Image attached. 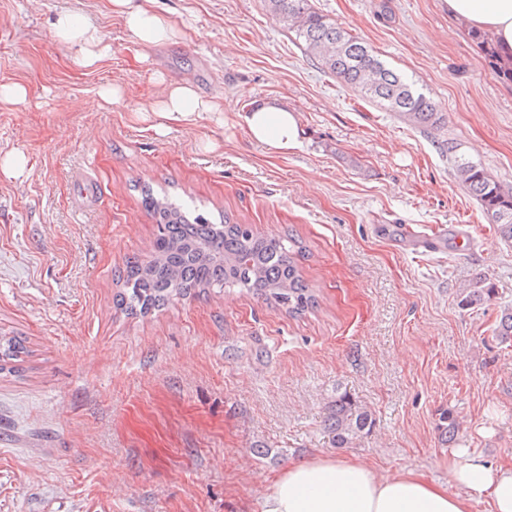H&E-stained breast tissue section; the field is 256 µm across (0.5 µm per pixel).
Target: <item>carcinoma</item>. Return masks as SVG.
<instances>
[{"instance_id":"carcinoma-1","label":"carcinoma","mask_w":512,"mask_h":512,"mask_svg":"<svg viewBox=\"0 0 512 512\" xmlns=\"http://www.w3.org/2000/svg\"><path fill=\"white\" fill-rule=\"evenodd\" d=\"M270 12L303 42L307 56L352 90L387 112H394L429 134L441 129L439 105L387 67L374 48L316 11L310 0H267ZM497 75L512 81V68L498 64L496 49L486 34L472 33ZM461 186L480 205L496 233L512 241V188H507L481 165L457 156L453 141L444 143ZM142 203L155 219L157 240L153 254L127 263L116 303L131 314L159 310L171 300L213 288H238L272 301L296 316L313 307L312 289L297 263L301 247L292 237L263 235L247 224H215L202 214H187L146 189ZM495 288L479 276L463 289V305L491 300ZM494 335L512 342V306L500 312ZM25 351L20 336L0 337V371ZM325 426L336 448H351L375 426L372 412L348 393H338L327 406Z\"/></svg>"}]
</instances>
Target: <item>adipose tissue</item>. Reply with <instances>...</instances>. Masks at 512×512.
Instances as JSON below:
<instances>
[{
	"mask_svg": "<svg viewBox=\"0 0 512 512\" xmlns=\"http://www.w3.org/2000/svg\"><path fill=\"white\" fill-rule=\"evenodd\" d=\"M446 2L452 18L488 32L502 61L512 60V0ZM112 10L142 43L161 45L179 35L157 0H112ZM55 29L78 65H92L102 56L101 35L87 19L64 11ZM149 111L159 132L172 123L190 126L203 118L225 122L223 95L201 96L187 81L168 85ZM243 121L250 138L271 152L286 153L301 145L299 123L287 110L265 106L245 114ZM448 477L444 485L409 464L384 474L357 457L300 459L273 480L260 512H471L478 498L489 512H512V464H492L459 448L448 459ZM452 485L457 488L453 494L448 491Z\"/></svg>",
	"mask_w": 512,
	"mask_h": 512,
	"instance_id": "ef3b65f1",
	"label": "adipose tissue"
}]
</instances>
